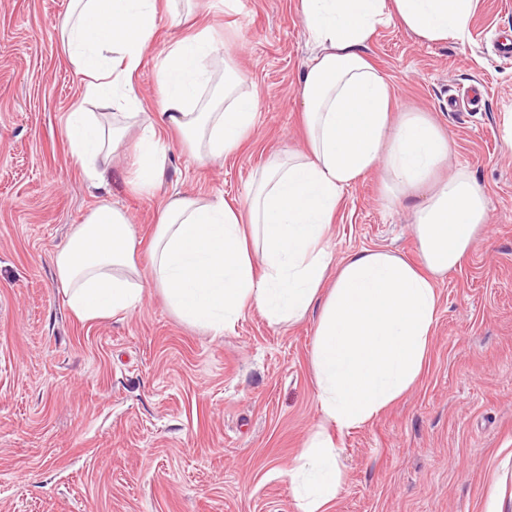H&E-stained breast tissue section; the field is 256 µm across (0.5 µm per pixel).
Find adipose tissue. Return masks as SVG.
Returning <instances> with one entry per match:
<instances>
[{"mask_svg": "<svg viewBox=\"0 0 512 512\" xmlns=\"http://www.w3.org/2000/svg\"><path fill=\"white\" fill-rule=\"evenodd\" d=\"M473 0H300L316 48L300 87L307 150L270 161L243 205L171 197L148 249L150 275L184 319L223 331L249 307L271 322L318 309L313 368L325 422L353 428L420 378L439 297L435 280L458 267L488 220L483 190L467 172L440 182L448 140L425 117L392 124L387 80L365 55L377 27L398 16L427 42L459 38ZM160 0H69L56 24L84 96L101 116L75 108L67 119L71 154L93 188L107 187L113 153L128 134L112 110L136 111L133 77L153 36ZM216 45L207 31L171 48L157 73L159 122L142 124L135 144L136 184L152 187L164 145L157 126L178 131L202 161L235 152L254 124L255 96L239 79L224 85V105L195 111L210 79ZM380 168L402 194L427 189L414 212L422 268L386 251L364 249L331 266L326 238L341 190ZM139 242L127 213L101 201L74 225L54 256L57 282L83 321L132 310L142 300ZM334 286L318 293L328 271ZM288 475L302 512H327L342 479L331 442L313 437Z\"/></svg>", "mask_w": 512, "mask_h": 512, "instance_id": "ef3b65f1", "label": "adipose tissue"}]
</instances>
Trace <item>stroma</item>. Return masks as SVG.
Returning a JSON list of instances; mask_svg holds the SVG:
<instances>
[{"mask_svg":"<svg viewBox=\"0 0 512 512\" xmlns=\"http://www.w3.org/2000/svg\"><path fill=\"white\" fill-rule=\"evenodd\" d=\"M67 0H0V512H301L286 475L315 435L343 480L329 512H512V0H476L464 39L426 42L398 19L368 41L392 88V118L420 112L449 139L437 171H469L488 221L437 278L439 307L419 381L352 429L324 423L312 367L317 313L275 324L247 308L223 333L188 324L144 279L135 310L82 321L53 257L100 201L71 157L65 121L83 102L55 26ZM209 30L221 64L256 95L255 122L221 161L161 129L163 172L134 185L133 140L112 160L110 201L149 245L176 194L244 203L276 155L306 149L299 86L313 54L299 0H175L161 12L134 86L148 119L175 43ZM481 83L480 111L449 98ZM374 169L346 186L328 230L334 263L361 249L421 256L415 194L392 198Z\"/></svg>","mask_w":512,"mask_h":512,"instance_id":"35a3bbf8","label":"stroma"}]
</instances>
